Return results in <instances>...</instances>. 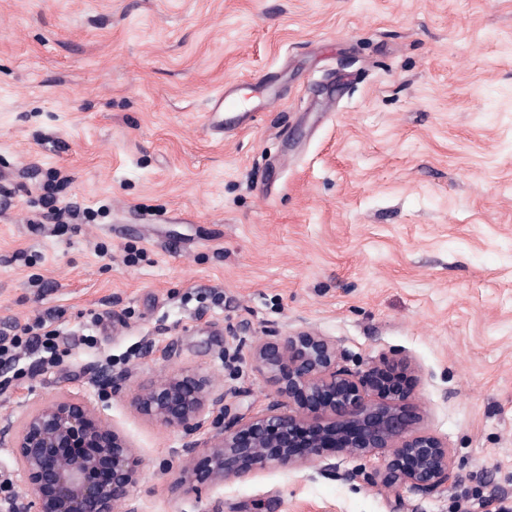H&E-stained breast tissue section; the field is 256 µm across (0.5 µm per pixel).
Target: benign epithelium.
I'll return each instance as SVG.
<instances>
[{"mask_svg":"<svg viewBox=\"0 0 512 512\" xmlns=\"http://www.w3.org/2000/svg\"><path fill=\"white\" fill-rule=\"evenodd\" d=\"M256 367L268 375L281 402L244 423L223 428L207 444V478L244 480L271 467L315 468L339 476V458L360 464L346 479L366 476L361 462L381 454L374 482L398 497L408 489L431 496L457 478L448 444L416 429L409 396L398 385L407 358L382 359L363 372L339 365L336 343L307 329L272 335L255 346ZM226 392L206 376L179 370L128 395L140 414L174 430L193 431ZM23 512H116L140 480L134 447L106 425L87 400L44 401L10 439ZM184 467L169 486L177 499L196 494Z\"/></svg>","mask_w":512,"mask_h":512,"instance_id":"benign-epithelium-1","label":"benign epithelium"}]
</instances>
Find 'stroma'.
Instances as JSON below:
<instances>
[{"mask_svg":"<svg viewBox=\"0 0 512 512\" xmlns=\"http://www.w3.org/2000/svg\"><path fill=\"white\" fill-rule=\"evenodd\" d=\"M224 90L253 120L219 141ZM52 176L83 223H38ZM0 183V327L64 314L58 366L0 373V460L76 395L141 461L118 512L512 508V0H0ZM300 327L355 371L408 356L457 481L398 502L312 468L216 486L212 424L128 402L187 369L246 422L277 399L253 346ZM188 462L199 493L174 498Z\"/></svg>","mask_w":512,"mask_h":512,"instance_id":"obj_1","label":"stroma"}]
</instances>
